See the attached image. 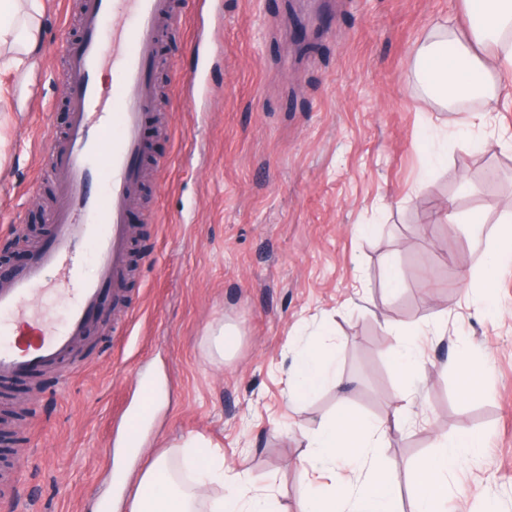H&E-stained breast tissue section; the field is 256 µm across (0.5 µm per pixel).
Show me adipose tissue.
I'll return each instance as SVG.
<instances>
[{"instance_id": "ef3b65f1", "label": "adipose tissue", "mask_w": 512, "mask_h": 512, "mask_svg": "<svg viewBox=\"0 0 512 512\" xmlns=\"http://www.w3.org/2000/svg\"><path fill=\"white\" fill-rule=\"evenodd\" d=\"M44 9L45 0H0V72H22L41 41ZM465 9L478 17V26L462 37L455 25H440L417 58L420 80L442 104L477 97L494 85L502 105H512V0H465ZM338 353L333 344H305L288 376L293 396L306 399L328 384L345 387L336 368ZM403 423L399 412L387 421L347 410L323 417L308 437L306 463L330 474L347 461L355 468L341 483L308 486L297 512H444L449 475L478 454L482 437L461 430L440 438L439 453L412 470L413 492L407 497L380 452L388 431ZM184 467L189 473L185 480L176 477L167 456L156 458L141 473L129 512H279L272 495L250 493L244 468L192 454L185 456ZM224 484L228 492L200 508L206 489Z\"/></svg>"}]
</instances>
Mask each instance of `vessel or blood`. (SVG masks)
Wrapping results in <instances>:
<instances>
[{"mask_svg": "<svg viewBox=\"0 0 512 512\" xmlns=\"http://www.w3.org/2000/svg\"><path fill=\"white\" fill-rule=\"evenodd\" d=\"M175 0H83L81 37L64 49L70 86L65 139L48 145L51 166L66 179L49 216L52 236L32 258L0 280V385L72 357L105 295L123 288L128 273V216L144 180V134L158 102V47L175 16ZM112 69V94L98 75ZM94 276L84 274L86 263ZM63 289L62 321L30 309V295ZM25 344H3L19 328ZM153 409L142 389L125 416V442L134 444Z\"/></svg>", "mask_w": 512, "mask_h": 512, "instance_id": "obj_1", "label": "vessel or blood"}]
</instances>
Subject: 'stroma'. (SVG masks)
<instances>
[{"instance_id": "35a3bbf8", "label": "stroma", "mask_w": 512, "mask_h": 512, "mask_svg": "<svg viewBox=\"0 0 512 512\" xmlns=\"http://www.w3.org/2000/svg\"><path fill=\"white\" fill-rule=\"evenodd\" d=\"M79 2L46 0L31 66L4 78L0 246L12 245L11 268L25 250L17 228L43 227L65 178L40 149L67 126L61 46L77 25L63 18ZM215 11L193 102L168 96L194 66L192 26L173 22L159 46L157 119L129 215L136 269L93 353L0 388V410L28 413L7 424L26 452L0 454V512H99L105 497L129 512L138 474L162 452L179 463L189 437L293 512L320 479L302 463L314 419L346 407L387 420L401 388L410 422L383 448L397 470L434 456L438 435L483 432L481 458L448 480L446 510L512 512V271L475 312L487 271L470 225L479 219L496 245L512 201V149L499 136L512 109L497 129L468 126V109L430 98L412 69L435 24L469 28L463 0H216ZM447 206L461 223H441ZM222 324L238 344L220 358L211 335ZM326 325L348 389L295 401L288 366ZM397 333L415 336L417 368L396 367ZM465 349L477 394L449 368ZM150 374L161 399L120 479L124 416Z\"/></svg>"}]
</instances>
